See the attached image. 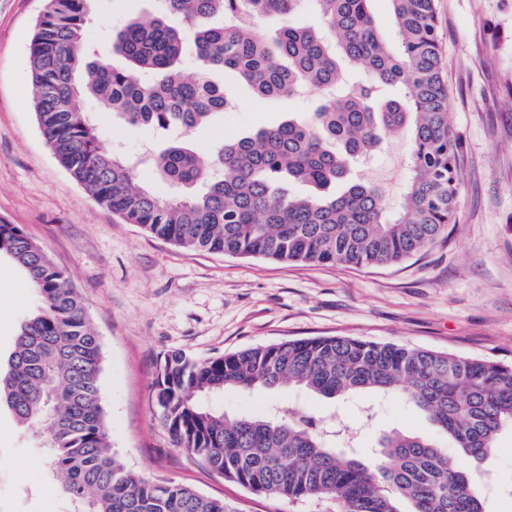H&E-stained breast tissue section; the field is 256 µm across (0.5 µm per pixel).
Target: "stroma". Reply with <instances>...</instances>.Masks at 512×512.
<instances>
[{
  "instance_id": "35a3bbf8",
  "label": "stroma",
  "mask_w": 512,
  "mask_h": 512,
  "mask_svg": "<svg viewBox=\"0 0 512 512\" xmlns=\"http://www.w3.org/2000/svg\"><path fill=\"white\" fill-rule=\"evenodd\" d=\"M45 0H0V221L22 227L70 276L102 343L101 404L112 449L131 471L170 479L230 503L235 512H336L329 500L266 497L225 480L174 448L153 398L158 364L180 350L204 360L288 339L353 336L512 365V0H435L450 107L460 138L456 221L434 243L381 267L279 263L188 251L152 237L97 205L54 159L38 127L28 53ZM154 0H96L89 42ZM231 110L194 131L201 149L317 109L314 92L267 101L225 74ZM103 142L128 157L159 148L163 135L133 127L96 99ZM409 131L387 137L360 160L355 177L381 185L389 210L401 202ZM37 296L23 275L0 261V356L8 357ZM230 417L269 416L281 406L301 414L336 413L354 427L336 450L371 454L392 430L453 444L402 397L361 392L327 399L314 393L228 389L201 398ZM374 404L371 426L359 428ZM0 512H75L57 490L45 448L0 409ZM486 480L488 512H512V430L495 452L471 463Z\"/></svg>"
}]
</instances>
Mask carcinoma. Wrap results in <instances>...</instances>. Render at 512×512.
I'll list each match as a JSON object with an SVG mask.
<instances>
[{"mask_svg":"<svg viewBox=\"0 0 512 512\" xmlns=\"http://www.w3.org/2000/svg\"><path fill=\"white\" fill-rule=\"evenodd\" d=\"M315 21L297 24L299 0H162L132 18L102 54L85 40L93 0H47L29 48L33 108L45 141L70 176L128 224L189 251L282 263H398L456 219L459 141L448 123V89L434 0H389L398 41L380 33L372 0H311ZM268 16L275 35L258 32ZM200 61L187 75L186 50ZM125 64L116 67L111 55ZM363 66L345 84L340 61ZM233 71L255 97L324 95L307 117L226 138L201 154L187 135L231 109L215 74ZM89 98L132 126L171 133L147 162L186 189L162 198L137 180V165L112 152L86 108ZM411 126L409 177L397 212L382 188L350 178L352 162ZM310 188L291 196L284 184ZM22 271L39 306L0 362V407L47 450L49 469L77 512H231L172 480L137 475L112 452L100 401L102 345L67 273L16 224L0 223V258ZM312 392L325 398L403 393L456 448L427 436L383 435L373 456L330 446L326 415L229 417L201 393L226 389ZM156 404L174 446L258 495L336 500L339 512H486L467 464L487 458L512 428V366L352 336L285 340L193 360L160 362Z\"/></svg>","mask_w":512,"mask_h":512,"instance_id":"1","label":"carcinoma"}]
</instances>
